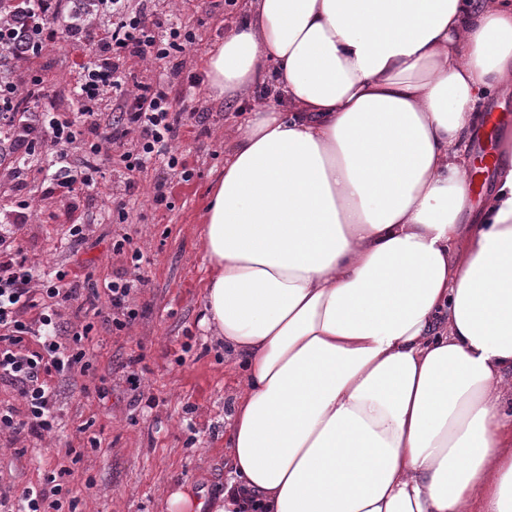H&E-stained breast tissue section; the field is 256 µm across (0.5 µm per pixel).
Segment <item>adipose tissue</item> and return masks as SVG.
<instances>
[{
  "label": "adipose tissue",
  "instance_id": "obj_1",
  "mask_svg": "<svg viewBox=\"0 0 512 512\" xmlns=\"http://www.w3.org/2000/svg\"><path fill=\"white\" fill-rule=\"evenodd\" d=\"M204 67L253 97L202 229L243 371L223 502L168 512H512V133L468 163L512 0H244ZM496 128L497 123L490 119L486 128L478 137L477 157L479 158V163L471 175V178L475 176V180L471 179L475 188L483 187L485 172L491 170L496 165L498 155L493 144Z\"/></svg>",
  "mask_w": 512,
  "mask_h": 512
}]
</instances>
